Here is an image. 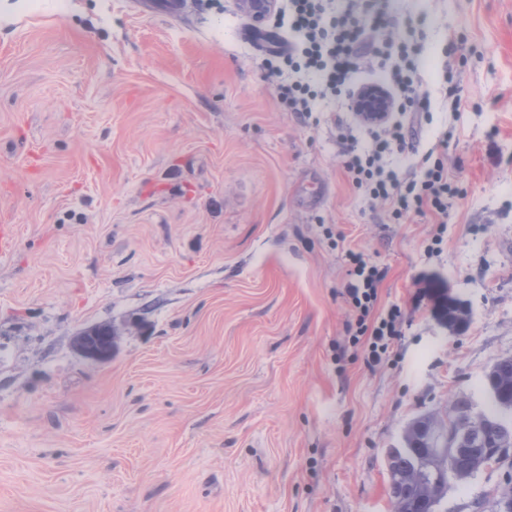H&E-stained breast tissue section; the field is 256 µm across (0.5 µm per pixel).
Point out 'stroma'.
Segmentation results:
<instances>
[{
	"label": "stroma",
	"mask_w": 512,
	"mask_h": 512,
	"mask_svg": "<svg viewBox=\"0 0 512 512\" xmlns=\"http://www.w3.org/2000/svg\"><path fill=\"white\" fill-rule=\"evenodd\" d=\"M372 4L420 50L422 145L460 131L447 223L369 206L341 167L346 100L283 111L235 0H0V512H389L404 426L484 407L512 357V0ZM350 249L405 316L373 367L346 331ZM102 323L119 339L96 363L74 340ZM511 474L444 512H491ZM458 46L454 48L453 54H448V60L443 64L441 71V85L445 97L452 112H460L465 107V99L458 80V71L463 63V56L457 55Z\"/></svg>",
	"instance_id": "obj_1"
}]
</instances>
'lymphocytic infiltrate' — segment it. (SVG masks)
Instances as JSON below:
<instances>
[{"mask_svg": "<svg viewBox=\"0 0 512 512\" xmlns=\"http://www.w3.org/2000/svg\"><path fill=\"white\" fill-rule=\"evenodd\" d=\"M265 28L286 38L288 46L264 59L263 67L270 77L287 74V82L277 87L278 101L284 111L303 120L315 112L319 100L348 90L367 59L384 61L385 76L378 86L391 100V114L368 125L371 140L361 148L353 127L337 124L343 169L366 199L386 207L393 223L411 217L446 223L448 204L460 194L445 161L456 128L444 130L424 152L420 171L403 172L384 163L388 155L413 147L431 112L414 78L418 49L395 37L393 21L375 12L370 0H347L341 11L335 0H288L287 9L276 10ZM349 261L344 295L352 319L347 332L353 347L372 364L382 359L397 336L400 313L378 309L383 271L354 252Z\"/></svg>", "mask_w": 512, "mask_h": 512, "instance_id": "1", "label": "lymphocytic infiltrate"}]
</instances>
